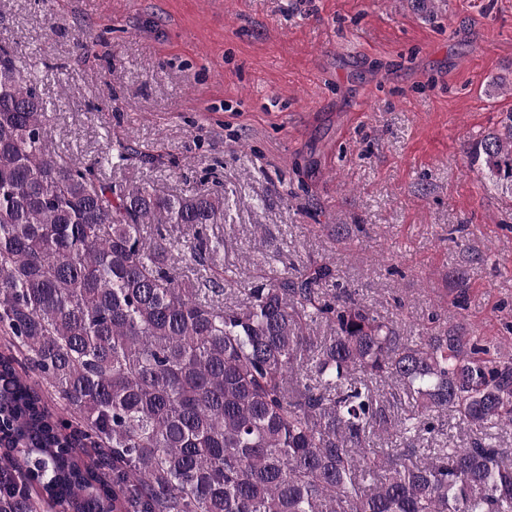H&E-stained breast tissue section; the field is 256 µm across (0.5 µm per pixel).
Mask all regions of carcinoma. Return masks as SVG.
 <instances>
[{
	"mask_svg": "<svg viewBox=\"0 0 512 512\" xmlns=\"http://www.w3.org/2000/svg\"><path fill=\"white\" fill-rule=\"evenodd\" d=\"M52 122L0 42V512H512V463L483 437L512 429L511 356L453 329L414 344L321 296L327 264L210 298L162 225L202 262L224 196L107 180L47 151ZM474 155L512 196V112ZM113 159L151 155L127 140ZM318 320L333 335H309ZM389 377L401 419L372 389ZM450 408L479 437L417 447Z\"/></svg>",
	"mask_w": 512,
	"mask_h": 512,
	"instance_id": "carcinoma-1",
	"label": "carcinoma"
}]
</instances>
